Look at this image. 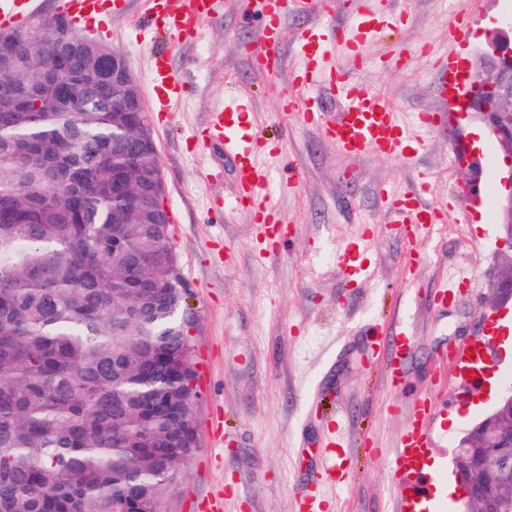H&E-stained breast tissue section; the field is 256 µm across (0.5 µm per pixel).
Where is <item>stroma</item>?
Listing matches in <instances>:
<instances>
[{
	"label": "stroma",
	"instance_id": "1",
	"mask_svg": "<svg viewBox=\"0 0 512 512\" xmlns=\"http://www.w3.org/2000/svg\"><path fill=\"white\" fill-rule=\"evenodd\" d=\"M467 0H387L406 16L403 26L382 32L363 57L336 52V65L385 95L403 121L416 113L445 111L447 121L429 131L421 164L433 179L429 202L447 198L471 177L468 165L451 159L485 125L477 115L458 116L442 98L433 59L461 58L476 69L488 37L512 20V0H480L472 38L457 44L455 14ZM145 0H128L124 14L106 31L91 29L127 58L144 102L153 113L165 182L164 205L182 213L173 241L177 269L195 314L194 345L201 373L198 448L165 501L167 512H391L399 493L390 457L404 411L434 393L457 422L449 443L471 428L481 412L472 397L454 392L455 376L443 357L483 331L491 313L512 314V299L493 301L497 278L512 268V251L499 242L500 183L506 167L496 162L488 198L471 208L472 221L448 217L421 245L423 259L406 268L400 232L384 224L377 185L404 188L411 169L398 159L337 154L315 130L284 114L292 92L288 71L264 77L249 65L261 21L244 14L241 0H221L217 18L204 22L197 38L171 41L142 26ZM401 46L411 63L382 66L385 49ZM166 52L184 80L171 111L156 109L150 60ZM241 86L251 104L250 130L282 145L303 172L299 188L271 185L287 233L267 261L257 258L250 213L231 206L227 194L233 166L223 147L198 130L224 104V90ZM372 225V276L347 287L336 268L340 251ZM467 274L471 280L447 309L431 296ZM415 336L398 386L387 383L382 362L371 357L376 330L395 319ZM402 414H388L389 403ZM342 420L348 446L346 482L324 475L322 444L331 421Z\"/></svg>",
	"mask_w": 512,
	"mask_h": 512
}]
</instances>
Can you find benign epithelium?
<instances>
[{"label": "benign epithelium", "instance_id": "benign-epithelium-1", "mask_svg": "<svg viewBox=\"0 0 512 512\" xmlns=\"http://www.w3.org/2000/svg\"><path fill=\"white\" fill-rule=\"evenodd\" d=\"M483 69L490 71L486 90L492 97L470 94L458 111L463 115L475 112L482 117L509 163L501 178L507 194L501 198L500 241L512 249V22L492 32ZM106 74L112 81L133 89L126 111L135 118L139 129L153 128L137 80L122 53L112 57ZM505 418L512 419L511 386L502 387L495 412L480 419L454 449L455 476L464 489L462 512H479V504L490 500L500 486L512 485V431L502 425Z\"/></svg>", "mask_w": 512, "mask_h": 512}]
</instances>
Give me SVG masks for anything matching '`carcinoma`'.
Listing matches in <instances>:
<instances>
[{"label":"carcinoma","instance_id":"carcinoma-1","mask_svg":"<svg viewBox=\"0 0 512 512\" xmlns=\"http://www.w3.org/2000/svg\"><path fill=\"white\" fill-rule=\"evenodd\" d=\"M0 53V512H160L194 448L186 289L106 43Z\"/></svg>","mask_w":512,"mask_h":512}]
</instances>
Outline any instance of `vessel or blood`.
<instances>
[{
  "instance_id": "1",
  "label": "vessel or blood",
  "mask_w": 512,
  "mask_h": 512,
  "mask_svg": "<svg viewBox=\"0 0 512 512\" xmlns=\"http://www.w3.org/2000/svg\"><path fill=\"white\" fill-rule=\"evenodd\" d=\"M219 0H150L146 19L159 34L181 41L197 36L202 24L217 13ZM272 0H242L244 10L266 14L259 32L257 52L251 61L253 70L263 76L277 74L284 66H291L290 81L297 92L288 96L286 111L292 112L304 123L320 133L338 153L351 158L373 153L386 159H398L414 172V181L401 190L377 187L376 196L384 207L385 223L397 226L406 242L407 263L422 258L420 244L431 237L437 225L446 223L454 202L432 204L427 202L429 172L418 163L422 140L416 129L426 131L445 120L441 112H420L415 116V128L401 125L394 106L378 91L347 77L332 61L330 50L340 46L355 54L372 40L380 26L395 24L390 13L366 9L357 26L328 28L312 25L298 33L292 54H285L283 22L280 12L272 11ZM27 0H0V26H15L27 11ZM60 11L79 27H88L105 13L117 15L126 10L125 0H61ZM438 69L449 79L455 99L472 92L467 71L454 59L439 60ZM152 75L159 92V111H168L171 101L179 98L183 82L170 69L167 55L157 54L152 59ZM333 99L340 103L336 112H326L322 102ZM249 100L238 95L227 100L223 108L207 124L204 134L224 146L225 153L234 161L232 201L236 208L249 211L256 224V238L268 243L281 236V220L268 192L271 181L269 169L259 165L261 155L278 156L276 145L247 133ZM337 267L344 279L358 284L369 274V267L361 260L359 245L349 246L337 259ZM414 343L406 327H399L390 341V366L404 363ZM480 346L451 352L458 384L468 390L481 388L483 373L474 366ZM441 410L432 397L421 398L408 413L399 434L391 459V469L399 480L402 493L396 512H454V505L445 494V475L428 466L430 451L443 440V426L439 421ZM345 446L343 433L330 435L327 442L331 457L330 472L344 477L348 460L341 450Z\"/></svg>"
}]
</instances>
